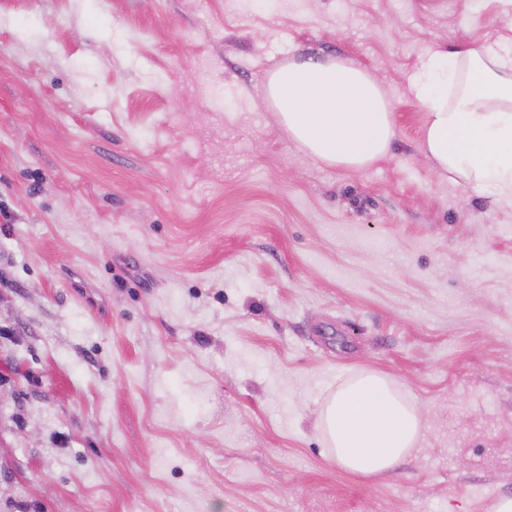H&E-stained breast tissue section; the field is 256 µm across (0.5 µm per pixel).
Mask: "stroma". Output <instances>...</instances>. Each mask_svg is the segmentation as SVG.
Segmentation results:
<instances>
[{"instance_id":"obj_1","label":"stroma","mask_w":512,"mask_h":512,"mask_svg":"<svg viewBox=\"0 0 512 512\" xmlns=\"http://www.w3.org/2000/svg\"><path fill=\"white\" fill-rule=\"evenodd\" d=\"M512 0H0V512H492L512 496V206L422 149L410 83ZM368 71L395 137L309 156L265 96ZM423 421L336 464L361 372ZM320 425L336 464L368 478L390 472L422 434L414 404L374 372L339 388L323 406Z\"/></svg>"}]
</instances>
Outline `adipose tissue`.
Wrapping results in <instances>:
<instances>
[{"label": "adipose tissue", "instance_id": "adipose-tissue-1", "mask_svg": "<svg viewBox=\"0 0 512 512\" xmlns=\"http://www.w3.org/2000/svg\"><path fill=\"white\" fill-rule=\"evenodd\" d=\"M414 92L428 114L423 148L439 172L512 204V39L477 34L432 52ZM266 93L291 137L325 164L367 167L394 138L388 101L353 61L289 63L269 75ZM320 425L337 465L368 478L390 472L422 434L414 404L374 372L339 388Z\"/></svg>", "mask_w": 512, "mask_h": 512}]
</instances>
